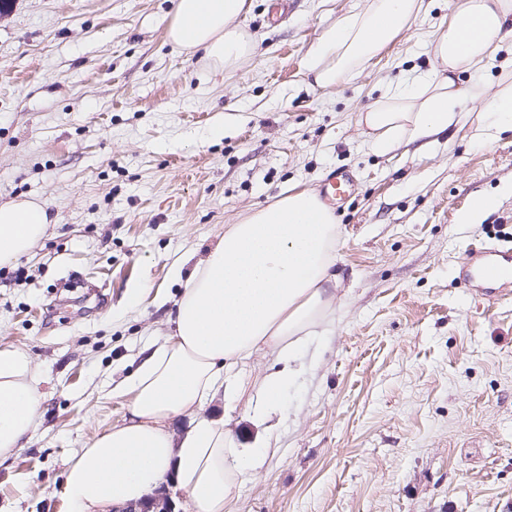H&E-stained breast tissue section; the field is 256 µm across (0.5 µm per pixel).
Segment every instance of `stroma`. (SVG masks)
Segmentation results:
<instances>
[{
    "instance_id": "35a3bbf8",
    "label": "stroma",
    "mask_w": 512,
    "mask_h": 512,
    "mask_svg": "<svg viewBox=\"0 0 512 512\" xmlns=\"http://www.w3.org/2000/svg\"><path fill=\"white\" fill-rule=\"evenodd\" d=\"M173 0H9L0 13V202L36 200L52 225L27 279H0V344L32 356L43 416L0 460V512H65L61 475L121 422L114 390L174 329L177 258L202 259L225 225L282 192L351 170L336 210L338 290L306 368L273 417L274 454L237 512H512V297L461 279L467 250H512V132L380 154L359 115L434 65L427 38L451 0L336 88L305 58L370 0H248L253 50L224 72L167 39ZM512 66L477 62L462 87L496 92ZM495 208L461 223L473 196ZM137 308L126 305L142 285ZM240 441L247 402L205 405Z\"/></svg>"
}]
</instances>
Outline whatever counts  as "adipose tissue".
<instances>
[{
	"label": "adipose tissue",
	"mask_w": 512,
	"mask_h": 512,
	"mask_svg": "<svg viewBox=\"0 0 512 512\" xmlns=\"http://www.w3.org/2000/svg\"><path fill=\"white\" fill-rule=\"evenodd\" d=\"M424 0H373L329 27L306 61L317 84L332 88L377 56L412 20ZM246 0H175L169 41L235 69L251 44L239 19ZM512 39V0H452L448 24L430 42L435 66L387 89L362 112L371 146L384 152L399 139L436 143L465 111L485 121L472 136L486 142L512 130V83L489 98L479 87H457L455 73L495 58ZM51 224L47 206L33 200L0 204V265L29 253ZM333 211L310 189L291 190L274 203L228 224L183 283L175 331L148 347L123 382L128 410L121 424L98 435L63 473L66 512H109L144 500L165 480L189 498L194 512H234L238 482L260 467L268 447H239L223 421L201 416L215 398L244 397L239 377L257 352L273 358L255 396L256 419L271 412L295 379V363L313 329L331 309L338 282ZM40 378L27 350L0 346V459L22 447L42 411ZM192 415L183 434L172 421Z\"/></svg>",
	"instance_id": "ef3b65f1"
}]
</instances>
